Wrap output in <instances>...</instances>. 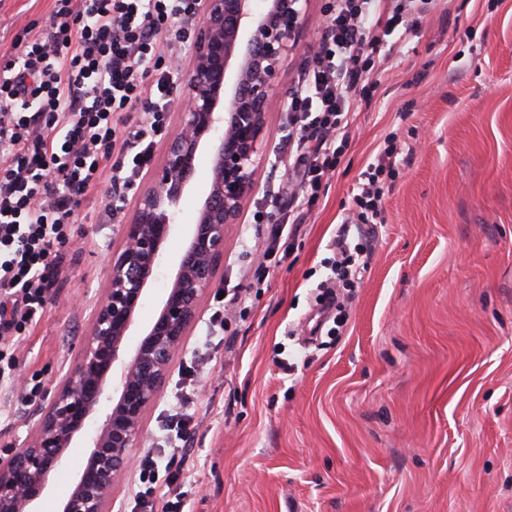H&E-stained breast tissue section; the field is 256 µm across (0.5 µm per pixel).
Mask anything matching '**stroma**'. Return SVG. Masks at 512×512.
Here are the masks:
<instances>
[{
    "mask_svg": "<svg viewBox=\"0 0 512 512\" xmlns=\"http://www.w3.org/2000/svg\"><path fill=\"white\" fill-rule=\"evenodd\" d=\"M327 0H306L279 64L286 101L318 39ZM51 0H0V50ZM381 85L350 115L342 157L288 257L254 272L253 214L288 159L286 114L268 113L257 189L228 225L224 265L201 322L149 408L146 435L115 489L127 512L175 383L205 365L189 405L186 512H512V0H439L393 50ZM399 174L370 237L371 260L332 331L313 318L326 245L388 135ZM110 185L83 201L54 295L16 343L0 387V459L30 437L90 331L108 259L121 246ZM245 308H226L234 289ZM224 309L225 330L206 319ZM38 382L35 403L23 401Z\"/></svg>",
    "mask_w": 512,
    "mask_h": 512,
    "instance_id": "stroma-1",
    "label": "stroma"
}]
</instances>
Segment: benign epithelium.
<instances>
[{"label":"benign epithelium","mask_w":512,"mask_h":512,"mask_svg":"<svg viewBox=\"0 0 512 512\" xmlns=\"http://www.w3.org/2000/svg\"><path fill=\"white\" fill-rule=\"evenodd\" d=\"M183 109L161 165L122 225L88 336L29 441L0 462V512H38L53 472L87 435L89 453L60 512H108L145 415L163 391L173 357L198 323L224 262V235L256 187L266 117L276 105L278 63L302 24L301 0H202ZM212 166L196 224L184 238L169 288L134 353L124 357L149 279L165 264L163 246L179 230L183 200L201 144Z\"/></svg>","instance_id":"benign-epithelium-1"}]
</instances>
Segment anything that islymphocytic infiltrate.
<instances>
[{"label":"lymphocytic infiltrate","instance_id":"f902f5d3","mask_svg":"<svg viewBox=\"0 0 512 512\" xmlns=\"http://www.w3.org/2000/svg\"><path fill=\"white\" fill-rule=\"evenodd\" d=\"M437 0H329L320 38L285 106L287 191L267 194L253 216L271 226L264 254L295 237L338 165L336 138L359 97L379 87L375 55L397 43ZM198 0H53L44 29L15 35L0 64V384H13L16 336L41 319L60 274V258L85 196L112 186V219L148 167L168 122L184 23ZM397 144L362 174L355 211L330 241L323 311L340 309L339 287L366 269L360 242L382 212ZM188 473L160 470L146 455L131 512H184ZM175 494H168V487Z\"/></svg>","mask_w":512,"mask_h":512}]
</instances>
